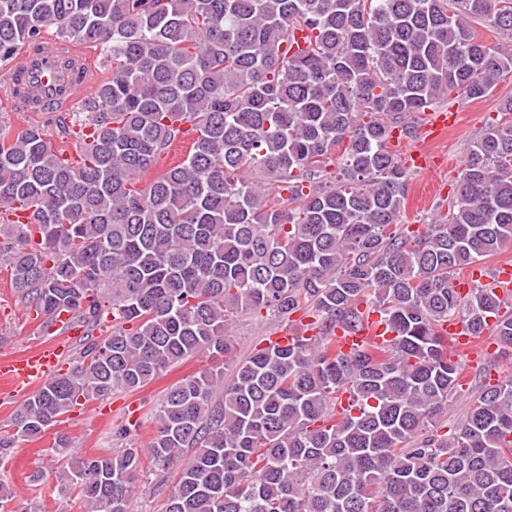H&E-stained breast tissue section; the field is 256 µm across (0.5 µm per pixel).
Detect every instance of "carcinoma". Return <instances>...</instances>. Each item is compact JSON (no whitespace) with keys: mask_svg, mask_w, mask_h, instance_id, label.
<instances>
[{"mask_svg":"<svg viewBox=\"0 0 512 512\" xmlns=\"http://www.w3.org/2000/svg\"><path fill=\"white\" fill-rule=\"evenodd\" d=\"M51 29L100 49L108 74L54 139L0 125V267L43 329L107 309L112 332L17 407L0 462L81 397L228 355L234 315L301 311L318 334L168 391L148 454L187 461L165 512H512V379L436 433L462 373L439 327L512 350L506 300L454 284L512 245V98L423 236L400 230L408 170L389 145L414 134L407 117L512 74V0H0V63ZM370 312L391 339L336 349L334 329ZM52 452L59 492L127 512L140 449L77 456L59 436Z\"/></svg>","mask_w":512,"mask_h":512,"instance_id":"1","label":"carcinoma"}]
</instances>
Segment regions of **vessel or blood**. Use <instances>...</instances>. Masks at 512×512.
<instances>
[{
    "instance_id": "vessel-or-blood-1",
    "label": "vessel or blood",
    "mask_w": 512,
    "mask_h": 512,
    "mask_svg": "<svg viewBox=\"0 0 512 512\" xmlns=\"http://www.w3.org/2000/svg\"><path fill=\"white\" fill-rule=\"evenodd\" d=\"M72 58L75 66L67 72H60L56 66L58 56ZM102 63L82 47L53 38H46L36 48H25L10 64L0 69L4 82L20 83L25 90L33 92L42 101L44 112H65L80 101L92 98L101 75ZM461 115L452 110H436L425 113L416 141H407L399 131H392L390 145L402 150L407 168L428 172L434 167L430 146L442 136L459 127ZM488 284L497 285L500 294L512 292V264L502 263L490 274H471L456 280L458 292L468 293L471 289ZM369 331L338 332V345L343 352H350L360 346L366 335L384 333L377 316H369ZM62 358L58 344L42 345L13 357L0 359V395L20 397L51 379Z\"/></svg>"
}]
</instances>
